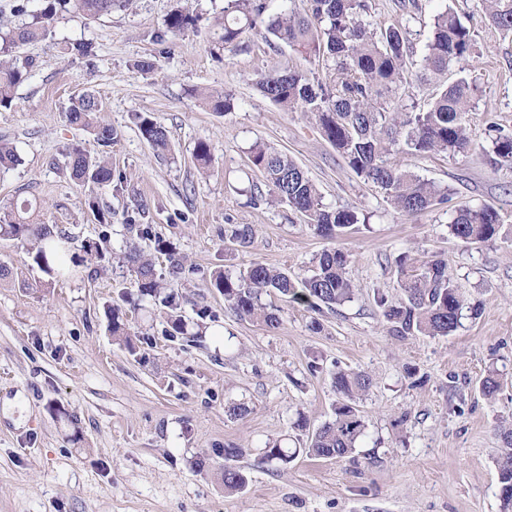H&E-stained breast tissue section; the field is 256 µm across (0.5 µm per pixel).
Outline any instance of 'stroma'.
I'll return each mask as SVG.
<instances>
[{"label":"stroma","instance_id":"obj_1","mask_svg":"<svg viewBox=\"0 0 512 512\" xmlns=\"http://www.w3.org/2000/svg\"><path fill=\"white\" fill-rule=\"evenodd\" d=\"M367 0L368 21L384 24L409 14L416 52H423L438 11L452 9L470 28L473 51L462 68L415 83L428 108L459 71L475 80L469 114L472 140L487 144L496 123L512 133V33L491 25L482 0ZM196 15L195 28L172 35L168 14ZM224 0H130L91 22L58 12L47 40L22 46L38 65L18 85L10 108H0V138L15 145L21 165L0 170V206L37 201L45 222L79 238L101 230L88 191L63 166L67 146L99 154L93 137L68 125L64 114L85 91L101 98L102 119L119 132L110 149L121 192L97 195L111 211L115 255L129 236L126 211L143 207L151 237L170 242L191 273L178 281L184 313L213 315L201 337L165 336L159 306L131 310L135 351L108 330L106 307L119 290L136 294L125 268L99 270L87 261L54 288L0 285V512H500L494 459L501 420L512 419V234L483 244L453 238L458 207H494L512 226V166L492 167L477 152L396 155L421 178L448 188L444 207L411 217L347 166L323 137L314 114L289 112L257 90L260 72L310 63L287 45L250 32L230 46L219 41ZM89 40L95 55H73ZM149 60L153 70L136 64ZM224 92L234 108L210 111L196 94ZM146 113L169 132L170 148L154 151L133 123ZM209 143L214 163L198 170L197 142ZM262 142L288 153L317 185L324 205L347 207L361 221L335 245L351 254L346 272L350 302L314 312L277 295L280 312L270 330L226 309L208 288L212 270L236 274L258 261L299 276L311 275L326 246L305 218L269 192L249 151ZM262 200L253 201V192ZM230 224L254 230L249 247L224 237ZM443 254L478 318L463 314L445 338L390 335L375 304L397 292L396 257L416 251ZM320 330H312V320ZM367 373L370 389L356 407L366 424L355 460L301 453L290 463H263L266 443L287 439L301 448L310 428L332 419L339 398L335 367ZM424 383L409 387L405 367ZM497 369L501 385L483 395L479 382ZM245 404L249 412L230 415ZM234 445L247 477L244 489L224 490L220 451ZM205 467H197V460Z\"/></svg>","mask_w":512,"mask_h":512}]
</instances>
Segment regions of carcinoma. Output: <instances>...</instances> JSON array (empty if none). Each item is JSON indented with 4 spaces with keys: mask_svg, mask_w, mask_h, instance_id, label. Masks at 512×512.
Segmentation results:
<instances>
[{
    "mask_svg": "<svg viewBox=\"0 0 512 512\" xmlns=\"http://www.w3.org/2000/svg\"><path fill=\"white\" fill-rule=\"evenodd\" d=\"M130 0H43L42 9L32 20L16 28L0 30V107L8 108L15 87L30 75L35 62L18 59L13 49L19 44L48 38L57 12L71 7L90 20L112 13V9L129 5ZM489 18L500 30L512 33V0H486ZM366 0H308L303 14H267L265 0H230L224 8V27L220 40L232 45L246 31L264 30L273 39L288 45L302 56L321 61V68L303 70L290 65L272 68L260 74L256 85L262 96L290 112H311L318 118L323 136L336 149L347 165L364 180L376 185L403 213L416 215L448 203V189L421 179L409 168L390 161V155L401 153L423 156L435 152H465L472 142L467 132L468 102L477 86L465 77L440 89L429 108L416 109L404 103L405 89L412 78L423 80L428 74H442L455 63L466 60L473 48L469 28L452 12L435 17L434 29L420 62V71L412 73V32L398 21L376 28L364 19ZM198 17L181 10L172 11L167 28L182 34L196 25ZM203 103L215 112H229L233 103L220 94L200 92ZM102 101L87 92L75 99L65 119L108 149L119 131L103 122ZM142 138L154 149L169 146L168 131L150 115L135 114ZM491 148L485 151L490 164L512 165V134L491 124L488 127ZM64 167L79 186L92 190L112 188V162L102 153L87 154L78 144L64 152ZM252 165L263 172L272 193L282 203L303 215L324 239L334 241L359 223L356 211L323 205L315 184L287 154L265 144L251 150ZM22 163L17 148L0 140V169ZM98 224L103 227L95 239L82 241L87 258L102 267L112 264L111 238L106 228L112 224V212L100 208L96 199L89 201ZM141 209L124 215V223L136 236H151L149 227L140 224ZM502 218L492 206L455 210L449 224L453 237L467 244L490 242L498 236ZM224 236L244 246L251 242L253 229L237 224L224 229ZM0 239L16 240L29 245L28 258L45 275L35 287L50 288L69 275V270L56 263L75 240L57 224L42 221L40 208L29 200L0 213ZM156 255L148 257L135 239L126 242L122 264L135 277L138 297L160 304L165 310L167 336H197L201 323L190 325L182 314L180 298L174 286L158 273L159 258L167 262L174 278L186 267L175 249L161 237H155ZM349 254L334 246L323 249L316 257L313 274L299 278L288 271L252 262L236 276L221 269L211 273L208 285L224 296L227 307L241 320L258 322L270 330L279 328L281 318L262 303V297L278 293L299 300L318 310L320 305L332 309L353 299L355 288L346 276ZM397 297L381 293L375 303L388 325L389 333L400 339L409 337L449 336L460 325L464 308L471 316L480 314L476 304L468 307L448 273L447 259L430 254L422 258L400 257L397 260ZM112 335L131 345L125 313L119 306L109 309ZM331 386L341 399L335 417L311 434L307 448H284L280 442L267 444L263 459L268 463L287 464L299 453L318 458L356 461L355 452L365 435L366 424L354 407L356 399L371 386L368 374L350 368H336ZM498 436L503 450L496 460L499 485L512 488V424L501 425ZM242 455V449L224 448V490H242L247 479L231 461Z\"/></svg>",
    "mask_w": 512,
    "mask_h": 512,
    "instance_id": "cac0c4a2",
    "label": "carcinoma"
}]
</instances>
